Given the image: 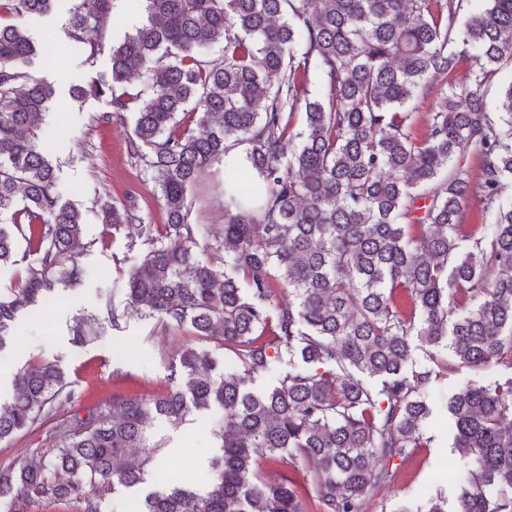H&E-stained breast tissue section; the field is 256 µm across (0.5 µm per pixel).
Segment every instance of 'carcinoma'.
<instances>
[{"label":"carcinoma","mask_w":512,"mask_h":512,"mask_svg":"<svg viewBox=\"0 0 512 512\" xmlns=\"http://www.w3.org/2000/svg\"><path fill=\"white\" fill-rule=\"evenodd\" d=\"M60 0H0V17L45 14ZM69 38L91 63L112 0H66ZM146 18L112 46L111 83L86 93L134 114L131 150L159 192L166 223L129 201L101 205L105 224H137L146 247L126 282L130 305L165 328L216 339L176 355L181 376L154 398L112 397L60 427L44 462L0 472V500L102 512L97 490L135 486L155 466L157 418L182 424L217 406L221 455L203 493L169 485L141 512H364L394 481L392 464L427 448L425 395L459 364L512 371V83L507 111L481 89L512 61V0H143ZM221 43L220 58L201 51ZM37 48L0 23V214L24 225L38 255L22 284L0 291V348L18 312L79 283L82 214L61 202L37 142L54 92L28 68ZM319 73L327 98L309 97ZM144 73L148 91L116 90ZM431 99L414 133L416 98ZM305 114V127L293 117ZM242 148L239 159L230 158ZM478 159L476 180L464 158ZM224 165V229L200 243L189 194ZM490 216L465 223L471 198ZM224 253L217 270L206 252ZM0 225V267L17 264ZM288 289L280 298L277 289ZM422 350L428 364L414 360ZM288 359L269 390L249 384ZM54 364L30 362L0 404V441L73 400ZM455 445L471 457L455 512H512V377L448 398ZM288 456L315 467L305 491L257 472ZM382 462L372 466V459Z\"/></svg>","instance_id":"obj_1"}]
</instances>
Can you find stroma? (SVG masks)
<instances>
[{
    "mask_svg": "<svg viewBox=\"0 0 512 512\" xmlns=\"http://www.w3.org/2000/svg\"><path fill=\"white\" fill-rule=\"evenodd\" d=\"M145 18L143 8L130 0H115L102 22L105 52L94 65H86L68 38L70 16L59 9L44 16L18 18L36 43H50L49 56L36 59L34 77L53 85L56 95L43 112L37 132L39 143L57 169L56 189L62 201L83 214V232L89 244L79 261L85 270L81 285L60 286L41 306L20 312L0 349V399H9L18 370L29 361L53 363L67 374L74 392L73 409L86 410L112 398L163 394L172 384L175 358L192 346L223 358L224 347L214 339L195 336L191 327L165 329L155 318L126 309V281L144 253L131 247L134 227L113 229L101 218L106 200H133L135 212L146 222L161 224L165 215L158 193L139 160L130 151L131 114L99 122L109 111L107 98L76 100L73 87L90 79L111 78L109 46L120 43ZM190 223L207 227L224 224V170L213 167L189 196ZM125 308L119 324H112L107 309ZM86 321L91 339L82 346L72 341L75 320ZM503 367L468 368L449 361L447 376L434 383L428 396L432 413L424 428L429 447L398 463L395 485L381 489L367 502L366 512H419L430 496H441L449 512L457 503L459 480L471 466L469 456L453 444V431L445 399L456 387L472 383L491 385L504 379ZM220 410L196 412L181 425L156 421L154 436L162 443L156 473L131 489L103 490L104 512H135L140 500L168 481L187 480L206 490L213 477L212 463L220 450L212 434ZM53 421H45L0 442V471L17 460H39L54 445Z\"/></svg>",
    "mask_w": 512,
    "mask_h": 512,
    "instance_id": "stroma-1",
    "label": "stroma"
}]
</instances>
